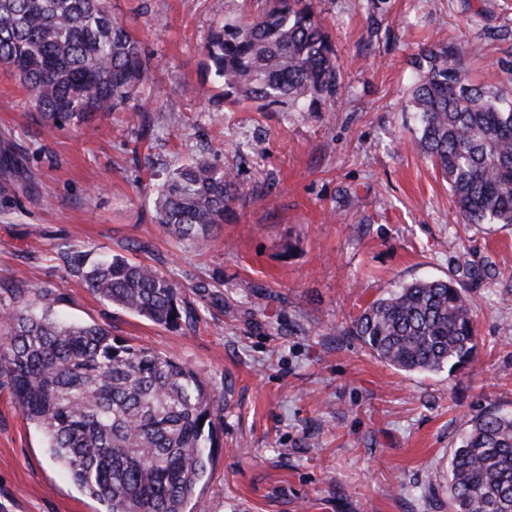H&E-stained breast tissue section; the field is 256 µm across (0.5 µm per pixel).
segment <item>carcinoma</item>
Segmentation results:
<instances>
[{
  "label": "carcinoma",
  "instance_id": "cac0c4a2",
  "mask_svg": "<svg viewBox=\"0 0 512 512\" xmlns=\"http://www.w3.org/2000/svg\"><path fill=\"white\" fill-rule=\"evenodd\" d=\"M254 18L211 31L203 51L224 94L260 107L332 100L336 47L313 0H269ZM465 48H424L409 99L418 145L448 182L464 224H512V98L494 74L474 81ZM0 65L28 90L45 128L84 127L118 110L140 116L148 82L136 33L105 0H0ZM22 166L8 149L0 173ZM250 189L233 170L199 159L157 188L156 220L172 237L205 244L224 212ZM59 266L102 300L170 328L190 312L180 288L151 266L57 246ZM0 309V378L38 427L50 456L104 512H187L207 473L224 414V392L162 352L137 347L99 324L62 321L58 298ZM475 301L454 278L417 281L369 304L343 335L405 372L456 373L478 351ZM454 512H512V415L468 421L448 467Z\"/></svg>",
  "mask_w": 512,
  "mask_h": 512
}]
</instances>
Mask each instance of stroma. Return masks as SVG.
<instances>
[{
	"instance_id": "stroma-1",
	"label": "stroma",
	"mask_w": 512,
	"mask_h": 512,
	"mask_svg": "<svg viewBox=\"0 0 512 512\" xmlns=\"http://www.w3.org/2000/svg\"><path fill=\"white\" fill-rule=\"evenodd\" d=\"M341 62L315 111L225 100L211 31L264 0H112L157 91L140 137L125 113L48 132L0 66V135L24 175H0V307L51 288L69 321L111 327L186 363L224 393L222 446L190 512H450L448 461L466 423L512 413V224L455 219L418 148L413 60L470 44L472 78H512V0H315ZM205 158L253 186L203 247L156 222L153 174ZM121 254L172 279L191 317L168 329L65 276L56 246ZM477 303L463 373L411 374L342 329L422 279ZM0 512H102L49 455L0 379Z\"/></svg>"
}]
</instances>
